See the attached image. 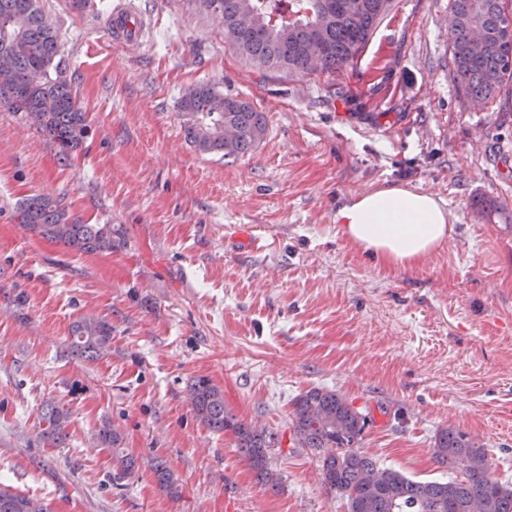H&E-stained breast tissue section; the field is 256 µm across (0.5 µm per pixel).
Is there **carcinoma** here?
<instances>
[{
    "label": "carcinoma",
    "mask_w": 512,
    "mask_h": 512,
    "mask_svg": "<svg viewBox=\"0 0 512 512\" xmlns=\"http://www.w3.org/2000/svg\"><path fill=\"white\" fill-rule=\"evenodd\" d=\"M224 26V38L243 60L259 69L332 75L358 63L374 30L389 16L394 0H288V9L272 0H208ZM251 17L246 32L240 17ZM450 76L468 99L492 103L512 94V0H451ZM486 32L482 48L472 45L476 28ZM16 34L26 44L11 67L0 70V104L21 112L56 143L66 158L86 134L85 113L76 105L59 55L57 33L38 0H0V49L4 35ZM187 140L204 154L236 160L266 134L264 113L249 101L231 96L211 83L184 93L177 104ZM19 223L26 230L78 252H110L119 230L110 224H78L47 196L19 205ZM112 326L82 319L72 326L70 349L89 360L110 349ZM195 416L212 432L233 431L237 450L249 463L257 483L268 490L280 485L270 466L277 432L236 419L224 408V394L205 377L187 387ZM68 411L48 405L40 414L44 440L62 439ZM367 415L334 390L312 388L293 403L292 430L302 448L318 457L324 485L346 501L347 512H512V485L492 476L488 455L469 433L448 428L434 439L436 461L462 479L415 481L377 464L362 448ZM96 444L112 449L121 480L135 471L136 460L119 451L120 435L105 422ZM0 512H50L41 501L0 488Z\"/></svg>",
    "instance_id": "obj_1"
}]
</instances>
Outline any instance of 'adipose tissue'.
I'll list each match as a JSON object with an SVG mask.
<instances>
[{
  "instance_id": "adipose-tissue-1",
  "label": "adipose tissue",
  "mask_w": 512,
  "mask_h": 512,
  "mask_svg": "<svg viewBox=\"0 0 512 512\" xmlns=\"http://www.w3.org/2000/svg\"><path fill=\"white\" fill-rule=\"evenodd\" d=\"M336 222L349 242L389 270L422 262L453 231L440 198L402 185L354 196L337 210Z\"/></svg>"
}]
</instances>
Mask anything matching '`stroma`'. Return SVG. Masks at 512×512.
<instances>
[{"mask_svg":"<svg viewBox=\"0 0 512 512\" xmlns=\"http://www.w3.org/2000/svg\"><path fill=\"white\" fill-rule=\"evenodd\" d=\"M136 2L151 31L126 51L107 29L113 0H39L86 117L68 158L0 106V487L50 512H346L293 443V402L313 388L369 414L362 446L382 466L454 479L432 455L454 427L512 484V99L472 106L453 83L450 0H395L357 65L329 77L256 70L194 0ZM203 82L264 112L251 154L189 145L177 103ZM398 184L441 198L454 231L393 271L343 238L336 211ZM40 194L119 228L112 251L25 230L17 206ZM237 227L256 248L232 245ZM82 318L111 325L107 355L71 353ZM199 377L279 433L278 491L232 432L194 416ZM53 402L69 418L50 445L38 420ZM106 421L137 461L118 486L111 449L90 439Z\"/></svg>","mask_w":512,"mask_h":512,"instance_id":"35a3bbf8","label":"stroma"}]
</instances>
